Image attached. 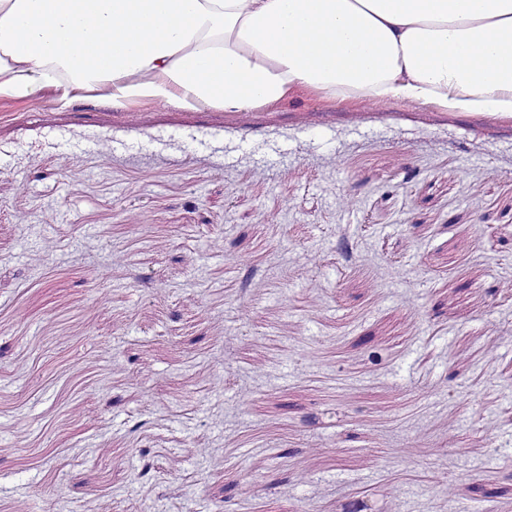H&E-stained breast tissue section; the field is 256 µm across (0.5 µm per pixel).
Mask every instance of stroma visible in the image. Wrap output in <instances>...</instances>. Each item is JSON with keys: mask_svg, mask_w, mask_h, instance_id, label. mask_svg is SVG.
<instances>
[{"mask_svg": "<svg viewBox=\"0 0 512 512\" xmlns=\"http://www.w3.org/2000/svg\"><path fill=\"white\" fill-rule=\"evenodd\" d=\"M56 97L0 98V512H512V118Z\"/></svg>", "mask_w": 512, "mask_h": 512, "instance_id": "35a3bbf8", "label": "stroma"}]
</instances>
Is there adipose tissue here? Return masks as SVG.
<instances>
[{
    "mask_svg": "<svg viewBox=\"0 0 512 512\" xmlns=\"http://www.w3.org/2000/svg\"><path fill=\"white\" fill-rule=\"evenodd\" d=\"M512 114V0H0V97Z\"/></svg>",
    "mask_w": 512,
    "mask_h": 512,
    "instance_id": "adipose-tissue-1",
    "label": "adipose tissue"
}]
</instances>
